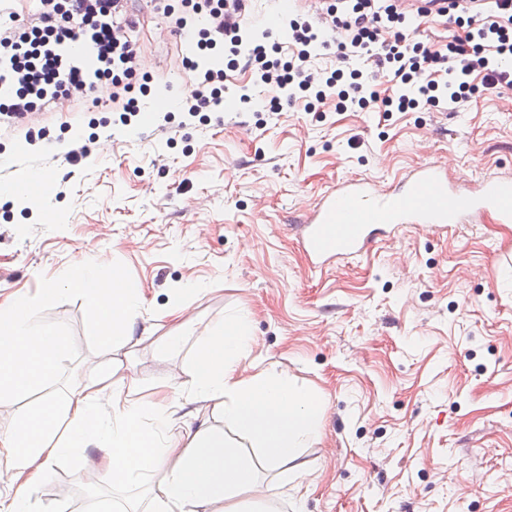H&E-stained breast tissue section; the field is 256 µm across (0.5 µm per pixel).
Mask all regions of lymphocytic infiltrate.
Listing matches in <instances>:
<instances>
[{"label": "lymphocytic infiltrate", "instance_id": "1", "mask_svg": "<svg viewBox=\"0 0 512 512\" xmlns=\"http://www.w3.org/2000/svg\"><path fill=\"white\" fill-rule=\"evenodd\" d=\"M125 0H38L34 13L10 12L0 25V122H23L37 107L96 91L108 83L121 87L134 70L136 47L123 14ZM199 16L188 28L175 17L171 0H152L155 12L174 17L175 36L199 51L228 48L225 67L195 72L196 87L182 103L189 116L221 105L230 73L267 89L266 108L282 102L315 110L334 103L336 111H425L457 107L476 94L512 87V0H449L436 10H409L402 0H328L326 28L303 13L283 15L277 31L265 17L247 14L245 0H181ZM447 18L458 28L448 43L416 39L422 22ZM330 35L337 57H366L373 69L315 71V49ZM89 43L93 63L73 55L75 42Z\"/></svg>", "mask_w": 512, "mask_h": 512}]
</instances>
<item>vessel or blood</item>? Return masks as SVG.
I'll return each instance as SVG.
<instances>
[{
    "instance_id": "1",
    "label": "vessel or blood",
    "mask_w": 512,
    "mask_h": 512,
    "mask_svg": "<svg viewBox=\"0 0 512 512\" xmlns=\"http://www.w3.org/2000/svg\"><path fill=\"white\" fill-rule=\"evenodd\" d=\"M512 224V177L492 176L474 188L449 182L439 161L420 164L391 190L362 180L328 186L300 227L299 244L312 267L363 257L379 236L412 224L441 229L484 218Z\"/></svg>"
}]
</instances>
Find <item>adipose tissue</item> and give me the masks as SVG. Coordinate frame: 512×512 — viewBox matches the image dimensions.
Here are the masks:
<instances>
[{
    "label": "adipose tissue",
    "mask_w": 512,
    "mask_h": 512,
    "mask_svg": "<svg viewBox=\"0 0 512 512\" xmlns=\"http://www.w3.org/2000/svg\"><path fill=\"white\" fill-rule=\"evenodd\" d=\"M250 336L241 314L231 332L200 337L190 378L172 400L143 404L134 380L111 368L70 391L63 404L48 399L21 415L0 431V465L22 492L0 500V512H29L27 491L76 448L95 450L96 467L113 482L148 484L153 512H245L241 500L258 493L259 468L303 477L301 450L320 438L324 402L284 375L239 378ZM208 403L219 424L201 418L199 407ZM179 422L189 427L182 441L169 436ZM241 436L267 449L263 463L242 459Z\"/></svg>",
    "instance_id": "obj_1"
}]
</instances>
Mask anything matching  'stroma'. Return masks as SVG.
I'll return each mask as SVG.
<instances>
[{"label":"stroma","instance_id":"stroma-1","mask_svg":"<svg viewBox=\"0 0 512 512\" xmlns=\"http://www.w3.org/2000/svg\"><path fill=\"white\" fill-rule=\"evenodd\" d=\"M129 11L149 96H187L193 74L181 60L192 48L145 0ZM262 93L228 81L203 121L151 111L125 123L72 98L38 114L42 140L0 132V182L50 175L39 206L0 199V299L35 294L41 278L87 257L123 262L144 298L123 347L91 351L82 300L46 317L73 329L76 383L114 365L147 403L188 379L198 336L249 311L239 376L284 374L325 402L320 438L301 455L307 475L261 472L270 512H512V225H413L321 270L297 235L345 177L387 189L433 159L452 181L512 174V89L455 112L403 113L261 112ZM78 145L88 154L73 165ZM94 457L56 460L31 512L104 501L148 512L146 486L105 482Z\"/></svg>","mask_w":512,"mask_h":512}]
</instances>
